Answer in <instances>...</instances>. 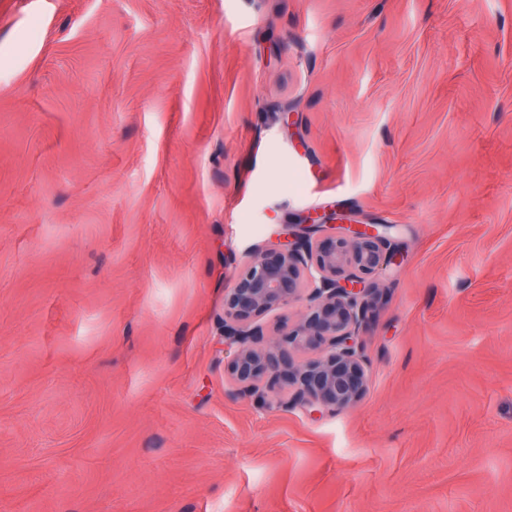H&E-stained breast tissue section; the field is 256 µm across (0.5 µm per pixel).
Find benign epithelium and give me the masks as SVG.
<instances>
[{"instance_id":"1","label":"benign epithelium","mask_w":512,"mask_h":512,"mask_svg":"<svg viewBox=\"0 0 512 512\" xmlns=\"http://www.w3.org/2000/svg\"><path fill=\"white\" fill-rule=\"evenodd\" d=\"M389 228L308 215L238 273L224 295V344L236 347L225 372L235 395L285 410H347L361 401L369 383L359 341L369 279L400 261L387 248ZM296 303L305 306L301 319L275 343L261 344L260 318Z\"/></svg>"}]
</instances>
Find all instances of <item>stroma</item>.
<instances>
[{
  "label": "stroma",
  "mask_w": 512,
  "mask_h": 512,
  "mask_svg": "<svg viewBox=\"0 0 512 512\" xmlns=\"http://www.w3.org/2000/svg\"><path fill=\"white\" fill-rule=\"evenodd\" d=\"M314 211L401 261L271 410L224 294ZM0 512H512V0H0Z\"/></svg>",
  "instance_id": "stroma-1"
}]
</instances>
